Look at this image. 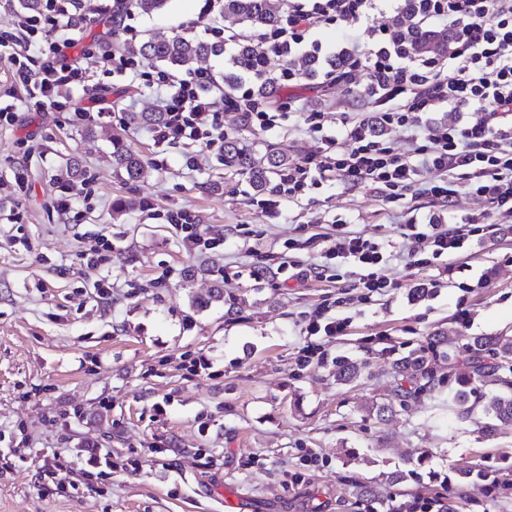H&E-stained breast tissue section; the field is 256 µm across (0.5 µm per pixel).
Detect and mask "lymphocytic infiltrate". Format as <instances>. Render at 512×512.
Listing matches in <instances>:
<instances>
[{
  "label": "lymphocytic infiltrate",
  "instance_id": "lymphocytic-infiltrate-1",
  "mask_svg": "<svg viewBox=\"0 0 512 512\" xmlns=\"http://www.w3.org/2000/svg\"><path fill=\"white\" fill-rule=\"evenodd\" d=\"M410 1L415 24L447 30V53L398 49L384 12L401 13ZM45 2L46 15H15L0 30V60L12 71L0 126L14 124L18 107L68 110L75 127L105 122L104 109L81 107L73 99L95 90L97 77L111 73L112 53L83 51L71 60L64 51L81 39L70 22L74 14L99 16L110 6L106 0ZM321 24L347 36L339 53L349 66L346 78L336 83V94L368 95V117L344 112L334 118L294 98L283 108L249 88L219 94L206 70L181 78L162 71L152 84L164 114L149 131L153 142L219 154L230 130L226 113H245L260 131L279 127L285 112L300 114L313 144L256 198L270 219L279 218L283 201L302 200L311 187L332 180L351 188L373 187L389 203L418 185L448 207L461 183L471 197L488 202V209L457 217L451 228L432 215L401 225V236L412 245L409 263L417 267L458 254L494 217L512 215V0H288L286 22L261 39L291 56L306 47L318 53L321 44L307 36ZM323 256L339 265L353 262L362 298L393 285L385 273L388 243L340 230ZM347 325V319L325 310L310 316L299 362L309 361L322 342L344 335Z\"/></svg>",
  "mask_w": 512,
  "mask_h": 512
}]
</instances>
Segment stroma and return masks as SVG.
<instances>
[{
  "label": "stroma",
  "instance_id": "1",
  "mask_svg": "<svg viewBox=\"0 0 512 512\" xmlns=\"http://www.w3.org/2000/svg\"><path fill=\"white\" fill-rule=\"evenodd\" d=\"M204 0H170L165 11L136 14L134 37L157 28L203 36ZM146 87L124 75L82 97L110 112L108 122L74 127L63 112H23L0 129V207L19 205L21 220L0 223V458L23 466L0 470V512H386L391 503L449 499L457 512H512V429L485 437L489 418L476 408L458 421L448 384L410 404L389 424L361 408L388 395L392 350L407 351L470 313L471 336L512 335V220L494 225L460 253L425 268L405 267L409 244L398 235L408 209L439 216L485 209L459 193L455 209L408 192L384 203L369 187L322 183L280 219L254 207L245 177L225 174L217 155L186 146L157 147L145 127L129 123ZM240 137L256 149L281 144L297 153L307 135L299 115L270 132L247 124ZM163 166L126 184L112 168V139ZM91 178L95 197L80 220L52 209L57 177ZM151 210H144V203ZM180 207L219 249L187 251L167 209ZM391 241L386 272L396 278L375 301L346 309L345 335L325 356L296 365L305 320L323 304L352 295V265L298 278L295 267L317 262L319 248L296 253L294 267L258 268L291 238L333 233L335 225ZM112 242L105 266L88 272L77 254ZM112 294L99 296L95 280ZM223 288L243 300L226 315L223 302L199 309L192 300ZM425 289L421 299L411 297ZM367 365L356 381L336 384L337 357ZM205 358L208 369L194 370ZM100 449L108 476H88L86 451ZM318 456L316 465L301 456ZM62 468L60 485L44 479L47 456ZM474 469L463 479L459 470ZM402 481H394V474ZM372 497L359 494L361 485Z\"/></svg>",
  "mask_w": 512,
  "mask_h": 512
}]
</instances>
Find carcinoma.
I'll return each mask as SVG.
<instances>
[{"label":"carcinoma","instance_id":"1","mask_svg":"<svg viewBox=\"0 0 512 512\" xmlns=\"http://www.w3.org/2000/svg\"><path fill=\"white\" fill-rule=\"evenodd\" d=\"M169 0H112V33L123 28L128 14L140 12L155 14L167 6ZM285 0H223V17L244 31L261 34L278 27L285 16ZM394 34L410 49L429 54L448 50V32L419 31L411 20V14L399 17L393 24ZM118 51L129 59H146L160 63L164 68L190 76L205 68L209 59L224 53V45L216 41L157 30L139 40L118 43ZM273 51L259 40L248 39L237 44L224 71V89L233 90L242 75L247 74L260 94L272 97L279 93L281 85L271 65ZM281 65L291 69L304 85H324L332 81L336 73L346 68L342 60H326L306 54L281 59ZM164 114L145 108L133 112L132 123L157 125ZM224 170L245 176L255 188L271 183L279 170L288 166L293 157L288 150L270 145L262 153L255 151L238 137L224 139L221 157ZM112 166L116 175L135 181L147 172V163L133 149L112 138ZM224 300L227 312L232 313L239 298L219 288L206 298L195 300L199 308H206L214 300ZM367 365L338 360L332 377L336 383L347 385L362 375ZM394 373L402 377L386 400L371 403L365 414L380 422L392 420L409 406V400L431 393L435 381L448 377L452 386L451 404L460 420L471 417L479 403L495 424L487 427L492 435L500 428L512 426V336L505 333L493 336H462L457 331H439L428 337L419 348L399 356L392 362Z\"/></svg>","mask_w":512,"mask_h":512}]
</instances>
